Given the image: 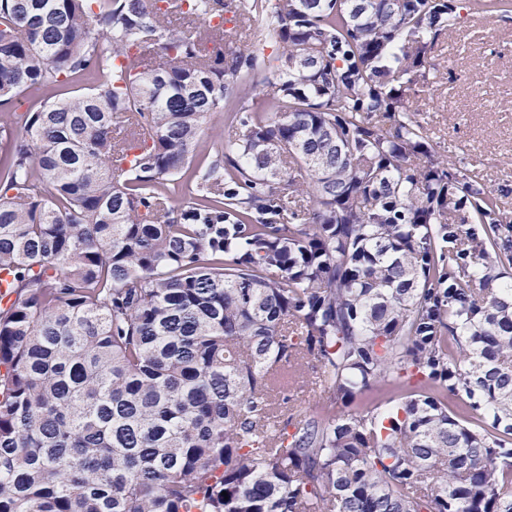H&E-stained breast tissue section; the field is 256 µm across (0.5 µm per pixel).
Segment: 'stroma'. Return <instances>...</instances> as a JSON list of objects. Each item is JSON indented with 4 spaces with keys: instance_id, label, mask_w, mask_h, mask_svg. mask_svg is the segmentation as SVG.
<instances>
[{
    "instance_id": "1",
    "label": "stroma",
    "mask_w": 512,
    "mask_h": 512,
    "mask_svg": "<svg viewBox=\"0 0 512 512\" xmlns=\"http://www.w3.org/2000/svg\"><path fill=\"white\" fill-rule=\"evenodd\" d=\"M437 52L454 80L420 95L416 118L512 213V17L462 10Z\"/></svg>"
}]
</instances>
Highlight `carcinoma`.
I'll return each mask as SVG.
<instances>
[{"instance_id": "1", "label": "carcinoma", "mask_w": 512, "mask_h": 512, "mask_svg": "<svg viewBox=\"0 0 512 512\" xmlns=\"http://www.w3.org/2000/svg\"><path fill=\"white\" fill-rule=\"evenodd\" d=\"M459 2L0 0V512H512V217L412 117ZM92 86V81L83 76L74 80H70L64 85L43 88L41 90H28L21 98L20 102L14 103L11 110L17 113L26 111L27 109H35L43 102H52L65 99L77 94L78 92L87 91ZM238 131L239 126L233 120V112H227V109L216 112L208 119L199 150L209 153L211 158L221 149L224 138L234 136ZM308 370L305 368L303 379H298L300 388H297L294 392L295 405L300 409H306L315 403L319 402L320 406L326 407V411L339 412L342 406L338 403L335 407L330 404V393L327 388L321 386H311V376H308ZM304 380V383H301Z\"/></svg>"}]
</instances>
